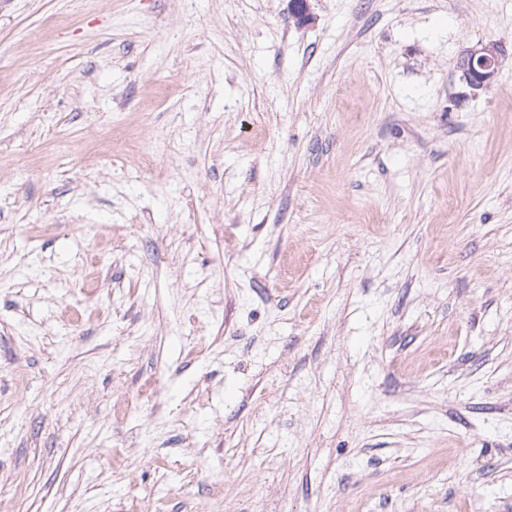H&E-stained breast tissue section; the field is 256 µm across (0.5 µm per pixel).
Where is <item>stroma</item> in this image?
<instances>
[{"mask_svg":"<svg viewBox=\"0 0 512 512\" xmlns=\"http://www.w3.org/2000/svg\"><path fill=\"white\" fill-rule=\"evenodd\" d=\"M309 11L0 0V512H512V0ZM501 63V48L496 42H477L466 48L458 62L462 99L476 98L492 88Z\"/></svg>","mask_w":512,"mask_h":512,"instance_id":"1","label":"stroma"}]
</instances>
